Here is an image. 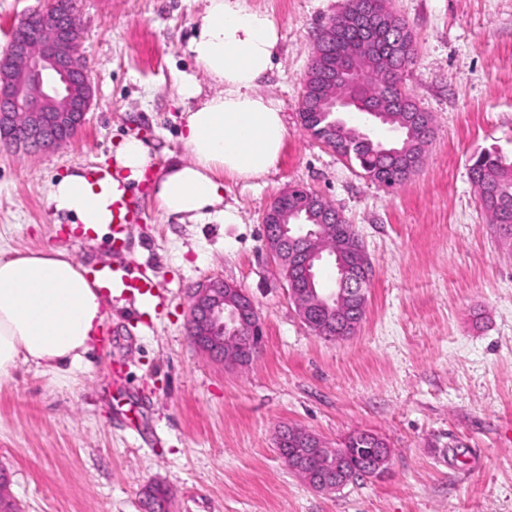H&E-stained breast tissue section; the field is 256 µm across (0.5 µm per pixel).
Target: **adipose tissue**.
Masks as SVG:
<instances>
[{
  "label": "adipose tissue",
  "instance_id": "adipose-tissue-1",
  "mask_svg": "<svg viewBox=\"0 0 512 512\" xmlns=\"http://www.w3.org/2000/svg\"><path fill=\"white\" fill-rule=\"evenodd\" d=\"M279 39L274 19L247 0H206L189 50L221 90L202 96L190 76L179 84V97L194 103L181 137L189 159L171 164L154 185L164 213L202 217L215 209L224 223H234V214L222 207L223 177L255 180L278 164L287 129L278 104L258 86L274 66ZM151 162L141 140L125 138L110 177L71 170L50 184L49 200L55 212L75 217L83 232L102 233L112 222L113 194L142 182ZM105 305L100 283L66 250L0 252V385L22 364L64 385L87 372Z\"/></svg>",
  "mask_w": 512,
  "mask_h": 512
}]
</instances>
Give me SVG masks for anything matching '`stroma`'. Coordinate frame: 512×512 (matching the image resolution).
<instances>
[{"instance_id": "1", "label": "stroma", "mask_w": 512, "mask_h": 512, "mask_svg": "<svg viewBox=\"0 0 512 512\" xmlns=\"http://www.w3.org/2000/svg\"><path fill=\"white\" fill-rule=\"evenodd\" d=\"M250 4L279 27L278 65L259 91L279 103L287 138L276 169L225 178L236 223L168 215L150 195L151 180L188 158L179 80L218 90L188 50L203 0H78L93 86L83 131L40 151L0 142V250L62 247L92 268L112 262L110 239L69 235L48 180L105 167L124 138L142 140L152 166L130 190L138 221L124 256L161 288L143 317L110 303L75 382L24 365L0 386V498L19 512H145L142 490L159 483L173 512H512V247L470 180L480 154L512 162V0H391L416 40L403 87L435 127L420 170L389 189L299 116L318 33L346 0ZM291 184L341 210L371 258L368 311L350 339L301 321L265 248L264 212ZM205 278L254 300L265 339L251 365H224L191 341L186 312ZM285 424L332 448L374 433L389 469L316 491L278 454Z\"/></svg>"}]
</instances>
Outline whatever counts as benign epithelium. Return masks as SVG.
Instances as JSON below:
<instances>
[{
  "instance_id": "7a95c632",
  "label": "benign epithelium",
  "mask_w": 512,
  "mask_h": 512,
  "mask_svg": "<svg viewBox=\"0 0 512 512\" xmlns=\"http://www.w3.org/2000/svg\"><path fill=\"white\" fill-rule=\"evenodd\" d=\"M348 24L368 30L374 20L389 29H401L402 18L393 10L377 14L362 12L358 5L349 8ZM12 35L7 50L0 55V140L25 149H49L62 146L81 131L93 100V87L78 49L82 37L77 21L75 0H52L49 7L26 15ZM397 83L390 78L386 95L365 103L356 85L339 93L319 94L307 102L308 109L332 117L330 127L346 125L344 115L360 112L377 120L389 111ZM280 196L299 199L295 207L282 210L276 203L267 208L264 218V242L277 261L294 262L300 254L317 263L334 254L336 232L352 234L337 209L321 207L322 198L303 187L289 186ZM335 293L304 291L294 299L298 314L308 322L311 314L328 306ZM188 323L197 327L196 347L209 357L231 366H244L262 343V328L251 297L241 288L221 279H207L195 285L188 310ZM313 447L330 459L329 466L308 476V484L317 491H333L344 486L350 475L380 478L389 456L377 449L374 459L363 471L348 473L342 454H334L321 439Z\"/></svg>"
}]
</instances>
